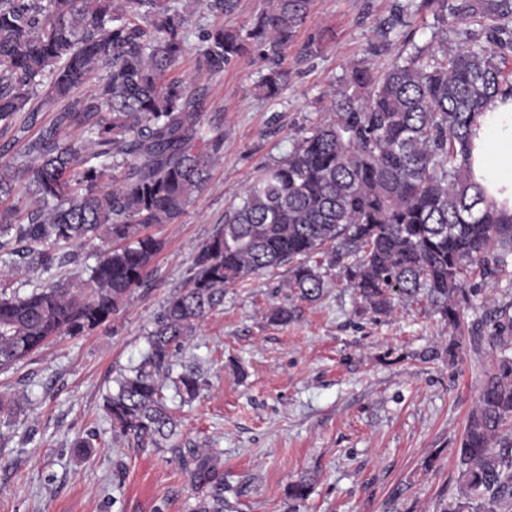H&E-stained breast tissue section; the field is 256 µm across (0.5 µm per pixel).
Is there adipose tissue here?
<instances>
[{"label": "adipose tissue", "instance_id": "obj_1", "mask_svg": "<svg viewBox=\"0 0 512 512\" xmlns=\"http://www.w3.org/2000/svg\"><path fill=\"white\" fill-rule=\"evenodd\" d=\"M475 144L477 181L490 198L512 209V97L488 104Z\"/></svg>", "mask_w": 512, "mask_h": 512}]
</instances>
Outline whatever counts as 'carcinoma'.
Wrapping results in <instances>:
<instances>
[{
    "instance_id": "obj_1",
    "label": "carcinoma",
    "mask_w": 512,
    "mask_h": 512,
    "mask_svg": "<svg viewBox=\"0 0 512 512\" xmlns=\"http://www.w3.org/2000/svg\"><path fill=\"white\" fill-rule=\"evenodd\" d=\"M310 0H264L248 26L203 30L198 69L208 75L241 58L267 63L266 98L284 83L277 57L293 41ZM231 15L237 0H202ZM437 23L472 20L480 31L448 46L414 47L381 73L361 64L346 76L353 93H331L328 117L264 167L224 224L202 242L188 286L170 295L138 365L120 374L104 410L112 432L138 446L177 447L178 421L163 393L197 399L199 370L177 366L175 352L224 303V290L262 270L288 267L287 287L317 299L325 273L339 274L361 309L389 313L396 300L425 297L453 336L494 345L512 339V302L490 305L468 286L512 263V211L489 201L475 181L472 141L486 103L512 96L502 65L512 56V0H421ZM189 16L178 0H0V123L19 112L63 103L55 121L27 143L25 159L0 162V205L19 181L31 204L23 223L0 208V251L9 269L80 263L50 249L104 236L90 291L46 282L26 294L0 289V370L48 339L105 323L145 280L163 242L147 232L172 224L202 191L224 147V129L202 126L205 93L169 77L188 50ZM83 97L71 94L92 76ZM80 137L65 140L66 129ZM480 308L467 324L463 307ZM198 499L192 512H225L220 452L181 456ZM457 497L446 512H512V358L481 384L458 452ZM313 484L288 485L306 501Z\"/></svg>"
}]
</instances>
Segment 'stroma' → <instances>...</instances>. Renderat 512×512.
Here are the masks:
<instances>
[{
    "label": "stroma",
    "mask_w": 512,
    "mask_h": 512,
    "mask_svg": "<svg viewBox=\"0 0 512 512\" xmlns=\"http://www.w3.org/2000/svg\"><path fill=\"white\" fill-rule=\"evenodd\" d=\"M417 3L311 0L284 53L285 85L266 99L255 90L264 62L242 58L198 75L194 49L212 17L198 0H180L190 50L175 74L204 88L203 122L223 127L224 152L185 213L152 226L163 248L112 319L52 337L0 373V512H190L196 495L180 455L200 446L221 452L231 512H445L458 494L468 414L512 342L466 341L449 358L448 327L426 301L399 302L386 316L360 311L334 270L312 302L286 288L284 266L226 289L223 307L176 355L205 380L200 397L176 410L177 447L115 439L103 410L116 377L146 352L155 315L187 284L198 245L263 167L324 117L329 91H346L350 64L382 71L412 45L461 43ZM398 11L403 25L383 32ZM54 117L19 113L0 130V162L19 157ZM281 305L291 320L271 322ZM90 433L93 447H75ZM303 475L313 492L296 508L288 485Z\"/></svg>",
    "instance_id": "1"
}]
</instances>
